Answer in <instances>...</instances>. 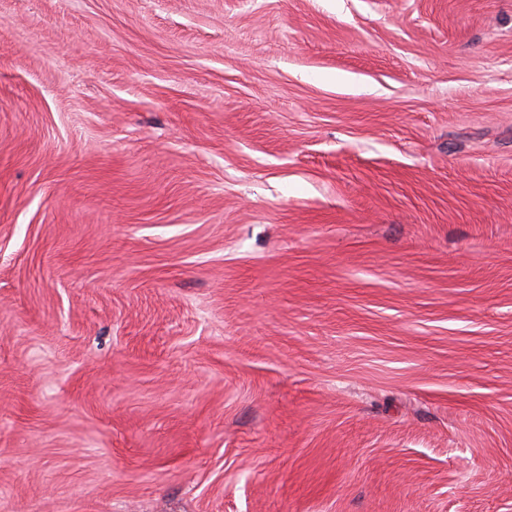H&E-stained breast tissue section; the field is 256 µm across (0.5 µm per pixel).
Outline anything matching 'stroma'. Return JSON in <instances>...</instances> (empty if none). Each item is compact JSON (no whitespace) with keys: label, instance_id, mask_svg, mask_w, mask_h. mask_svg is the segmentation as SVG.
I'll list each match as a JSON object with an SVG mask.
<instances>
[{"label":"stroma","instance_id":"stroma-1","mask_svg":"<svg viewBox=\"0 0 512 512\" xmlns=\"http://www.w3.org/2000/svg\"><path fill=\"white\" fill-rule=\"evenodd\" d=\"M0 512H512V0H0Z\"/></svg>","mask_w":512,"mask_h":512}]
</instances>
